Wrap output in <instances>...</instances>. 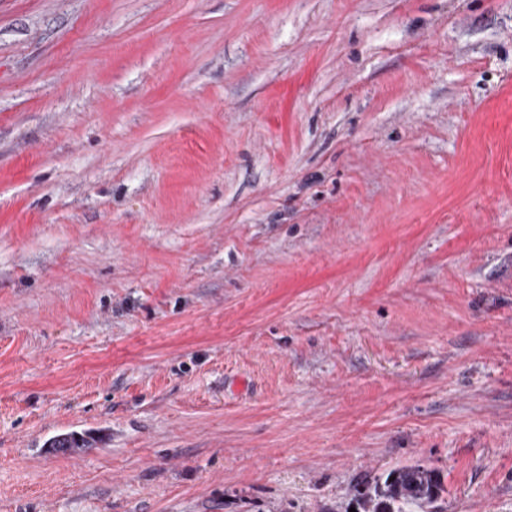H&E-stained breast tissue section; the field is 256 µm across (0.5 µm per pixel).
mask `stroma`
I'll use <instances>...</instances> for the list:
<instances>
[{
  "mask_svg": "<svg viewBox=\"0 0 512 512\" xmlns=\"http://www.w3.org/2000/svg\"><path fill=\"white\" fill-rule=\"evenodd\" d=\"M415 463L512 512V0H0V512ZM89 444L90 439L85 433L70 431L54 436L49 441L47 448H54L57 453L65 454L70 448H88Z\"/></svg>",
  "mask_w": 512,
  "mask_h": 512,
  "instance_id": "35a3bbf8",
  "label": "stroma"
}]
</instances>
